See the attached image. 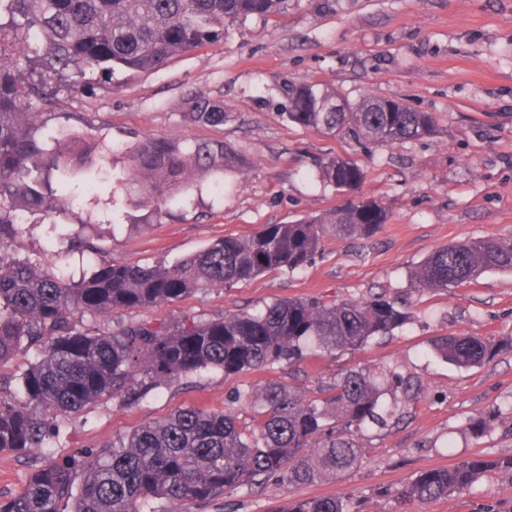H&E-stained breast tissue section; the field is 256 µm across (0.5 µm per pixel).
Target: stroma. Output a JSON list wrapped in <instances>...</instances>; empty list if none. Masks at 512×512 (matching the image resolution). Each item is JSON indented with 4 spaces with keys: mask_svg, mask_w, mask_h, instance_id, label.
<instances>
[{
    "mask_svg": "<svg viewBox=\"0 0 512 512\" xmlns=\"http://www.w3.org/2000/svg\"><path fill=\"white\" fill-rule=\"evenodd\" d=\"M327 84L351 99H401L434 113V137L364 153L353 143L288 123L279 89L290 80ZM220 101L233 121L210 126L186 114L195 97ZM47 130L112 145L109 168L128 166L130 149L151 134L193 143L221 141L245 156L243 172L201 178L161 222L143 223L138 198L111 186L57 213L65 233L89 240L91 272L107 259L141 265L174 261L226 236L285 224L336 208L342 199L314 177L320 159L340 155L365 172L359 192L382 199L391 219L367 239L326 237L303 269L278 271L228 289L198 291L141 311L144 319L205 318L254 312L278 299H407L413 318L362 350L336 351L301 364L281 362L232 377L205 370L129 406L107 401L73 417L53 455L98 447L133 428L195 406L224 409L229 397L271 382L299 397L318 396L344 369L393 366L418 393L403 420L367 432L357 468L338 478L291 486H245L190 512H287L296 500L351 498L354 512H512V480L476 484L463 497L398 503L393 490L424 470L475 455H512V349L474 368L449 364L432 338L473 334L512 342V274L490 272L442 293L417 292L409 275L434 249L469 238L512 240V0H298L287 15L230 26L222 41L146 73L94 74L61 85L44 111ZM48 223L28 214L17 253L57 262ZM503 411L483 436L473 418ZM39 455L0 452V495L17 492L42 465Z\"/></svg>",
    "mask_w": 512,
    "mask_h": 512,
    "instance_id": "stroma-1",
    "label": "stroma"
}]
</instances>
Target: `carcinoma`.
Listing matches in <instances>:
<instances>
[{"mask_svg": "<svg viewBox=\"0 0 512 512\" xmlns=\"http://www.w3.org/2000/svg\"><path fill=\"white\" fill-rule=\"evenodd\" d=\"M289 0H0V371L14 369L18 394L0 395V451L30 454L47 447L70 417L109 400L135 402L182 376L220 369L224 376L322 353L361 349L389 336L412 312L385 296L364 300L279 299L251 314L212 318L186 314L171 321L96 320L151 309L194 291L231 288L274 271L304 268L324 239H367L390 219L378 198L350 197L364 181L357 161L340 155L317 165L320 181L345 197L321 216L265 224L247 237L226 236L171 263L100 261L74 279L16 257L26 233L23 214L52 220L53 180L75 160L108 154L94 140L70 136L51 145L34 104L49 86L75 85L99 71H154L168 60L223 38L227 26L267 19ZM22 53L25 68L13 62ZM282 116L289 123L340 135L369 153L378 146L423 140L437 132L433 113L390 99L352 101L318 81L283 83ZM186 116L222 125L224 105L197 96ZM247 159L222 141L180 143L146 136L118 179L128 193L160 214L180 192L213 172L241 171ZM487 271L512 273V241L483 237L433 250L411 274L417 291L446 292ZM431 349L461 368L482 364L505 344L470 334L437 336ZM34 359H28L29 354ZM400 394L389 405L384 395ZM415 399L412 384L393 368L363 366L340 373L323 395L303 399L269 383L239 391L231 408H179L116 441L79 455L53 457L23 488L0 496V512H183L243 486L276 479L293 485L356 468L367 428L385 429ZM512 478V455L475 456L430 469L401 484L402 502L463 496L484 479ZM288 512H351L342 497L304 498Z\"/></svg>", "mask_w": 512, "mask_h": 512, "instance_id": "obj_1", "label": "carcinoma"}]
</instances>
